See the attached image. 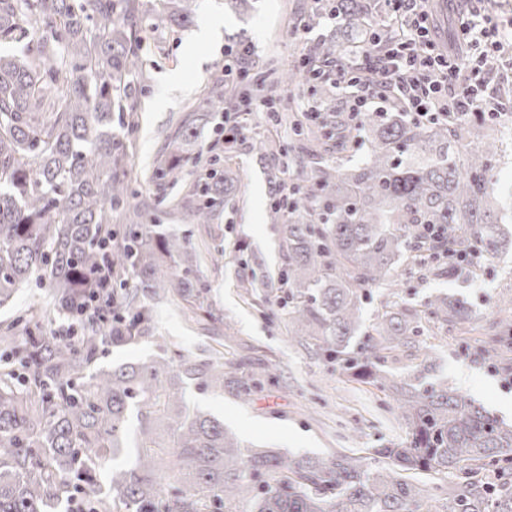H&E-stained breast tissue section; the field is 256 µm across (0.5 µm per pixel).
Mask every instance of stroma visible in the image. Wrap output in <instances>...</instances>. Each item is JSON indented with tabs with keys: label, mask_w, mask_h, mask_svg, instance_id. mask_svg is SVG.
<instances>
[{
	"label": "stroma",
	"mask_w": 512,
	"mask_h": 512,
	"mask_svg": "<svg viewBox=\"0 0 512 512\" xmlns=\"http://www.w3.org/2000/svg\"><path fill=\"white\" fill-rule=\"evenodd\" d=\"M307 8L308 0H249L244 9L230 0H198L189 22L145 32L148 78L132 102L138 127L128 132L117 113L112 128L125 136L129 146L137 195L156 198L148 223L187 236L191 244L207 243L221 250L223 257L219 265L204 264L196 271L208 287L204 305L213 314L208 325L185 321L174 308H160L157 338L110 349L101 364L107 368L149 360L175 349L206 361L213 358L215 349H222L225 371L255 372L264 379L263 388L245 400L232 387L216 393L192 382L186 388L191 404L223 420L225 428L245 445L329 458L345 448H376L399 441L405 427L387 392L327 364L315 337L291 335L288 291L279 282L288 265V251L269 207L277 194L295 187L322 163L343 170L362 162L367 139L350 141L348 150L341 153L331 147L311 153L289 124L266 113L208 109L196 123V136L187 148L178 182L161 188L150 180L153 161L166 137L192 112L217 75L239 81L247 97L261 99L301 51L322 39L343 36V23L324 16L311 23L306 39H297L294 31ZM209 15L223 17V35L209 46H195L194 34ZM245 45L252 58L263 61L262 70L239 61L237 52ZM173 74L180 77L181 90L166 111H154L163 77ZM487 82L495 102L504 106L498 119L485 120L483 132L498 141L491 188L495 196L505 199L512 195V70L489 75ZM237 120L246 124L248 132L229 149L224 144V126ZM216 161L235 182L234 201L216 214L212 224L175 223L169 215L170 198L195 184L198 175ZM482 270L478 279L455 281L439 271L402 265L396 270L395 286L366 288L360 306L361 330L371 332L391 304L419 309L431 296L464 298L471 308L468 322L455 326L422 322L418 335L391 353L384 368L397 380L423 353H431L435 368L426 373V381L447 383L512 424V378L482 353L494 327L512 317V250L483 260ZM248 283L257 287L258 296L245 293Z\"/></svg>",
	"instance_id": "35a3bbf8"
}]
</instances>
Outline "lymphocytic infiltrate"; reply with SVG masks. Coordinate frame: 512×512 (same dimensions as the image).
<instances>
[{
	"instance_id": "f902f5d3",
	"label": "lymphocytic infiltrate",
	"mask_w": 512,
	"mask_h": 512,
	"mask_svg": "<svg viewBox=\"0 0 512 512\" xmlns=\"http://www.w3.org/2000/svg\"><path fill=\"white\" fill-rule=\"evenodd\" d=\"M429 0H394L408 31L399 41L373 51L374 70L380 81L389 82L405 111L423 122L457 120L471 112L494 119L499 111L485 96V82L461 85L457 75L461 65L488 72L512 68V56L503 52L512 43V26L492 24L481 11L470 9L460 16V33L465 47L462 59L437 50L432 41L428 14Z\"/></svg>"
}]
</instances>
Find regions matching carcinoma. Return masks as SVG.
<instances>
[{
  "instance_id": "cac0c4a2",
  "label": "carcinoma",
  "mask_w": 512,
  "mask_h": 512,
  "mask_svg": "<svg viewBox=\"0 0 512 512\" xmlns=\"http://www.w3.org/2000/svg\"><path fill=\"white\" fill-rule=\"evenodd\" d=\"M195 0H0V44L39 38L20 54L0 53V308L35 283L43 300L0 321V512H512V425L444 383L389 380L387 353L421 320L460 322L462 298L435 296L422 312L390 307L357 348L361 291L393 276L409 258L470 248L485 258L512 248L500 228L490 184L496 146L480 123H423L397 105L387 120L367 115L370 156L344 171L325 163L294 190L296 204L275 202L284 225L288 267L281 282L292 299L297 336L320 333V354L353 379L389 391L405 438L383 448H353L330 460L248 450L218 419L188 406L192 381L224 390L222 356L197 362L182 350L108 369L112 347L156 334L160 305L199 321L206 286L194 272L215 259L177 235L142 222L151 197L134 196V164L112 132V114L128 106L146 79L143 33L190 19ZM339 14L351 39L325 40L283 70L282 87L320 83L324 68L347 71L375 37L397 24L374 23L378 0H312L307 17ZM241 91H209L197 108L237 109ZM301 122L297 135L348 141L346 123ZM194 120L184 118L155 159L153 177L177 181ZM233 187L225 176L195 185L173 204L208 224ZM117 213L120 224L112 223ZM441 238L429 241L423 226ZM178 272H168L169 266ZM448 279L476 267L448 260ZM70 335L48 334L53 317ZM35 324L25 342L22 324ZM512 324L500 325L484 354L508 347ZM248 398L261 384L229 378ZM136 425V460L105 465L127 447ZM381 466H365L367 456ZM451 479L445 495L420 479Z\"/></svg>"
}]
</instances>
